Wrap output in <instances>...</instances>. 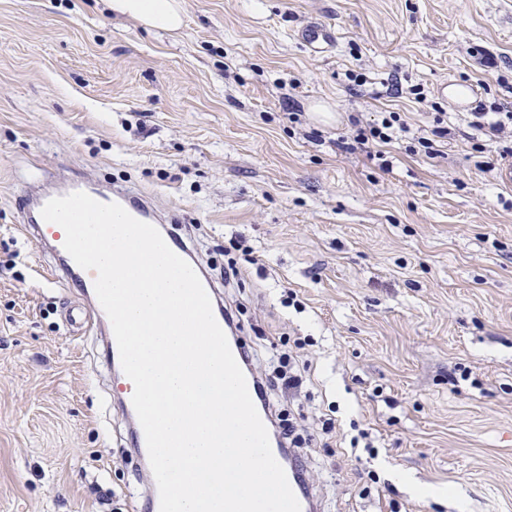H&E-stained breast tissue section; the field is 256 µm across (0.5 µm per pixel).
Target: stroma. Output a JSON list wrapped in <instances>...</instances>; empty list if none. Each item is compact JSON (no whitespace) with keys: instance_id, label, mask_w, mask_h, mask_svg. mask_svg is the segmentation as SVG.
I'll return each mask as SVG.
<instances>
[{"instance_id":"obj_1","label":"stroma","mask_w":512,"mask_h":512,"mask_svg":"<svg viewBox=\"0 0 512 512\" xmlns=\"http://www.w3.org/2000/svg\"><path fill=\"white\" fill-rule=\"evenodd\" d=\"M183 3L170 35L102 0H0V512H138L153 489L121 364L63 325L85 296L23 232L28 183L83 176L151 199L209 278L259 251L218 292L242 348L311 341L284 408L335 422L301 452L316 512H512V135L442 90L512 112V0ZM312 21L332 52L297 41ZM390 112L414 138L442 118L440 156L342 149Z\"/></svg>"}]
</instances>
